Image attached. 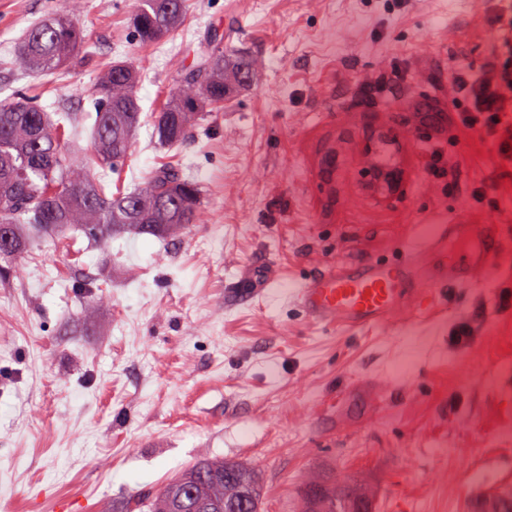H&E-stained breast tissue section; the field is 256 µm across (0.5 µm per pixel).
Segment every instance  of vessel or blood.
I'll list each match as a JSON object with an SVG mask.
<instances>
[{"mask_svg":"<svg viewBox=\"0 0 512 512\" xmlns=\"http://www.w3.org/2000/svg\"><path fill=\"white\" fill-rule=\"evenodd\" d=\"M512 227L471 217L430 225L396 261L340 260L320 267L296 292L309 319L358 331L395 324L431 309L444 288L489 275Z\"/></svg>","mask_w":512,"mask_h":512,"instance_id":"1","label":"vessel or blood"}]
</instances>
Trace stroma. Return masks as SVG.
<instances>
[{
    "instance_id": "35a3bbf8",
    "label": "stroma",
    "mask_w": 512,
    "mask_h": 512,
    "mask_svg": "<svg viewBox=\"0 0 512 512\" xmlns=\"http://www.w3.org/2000/svg\"><path fill=\"white\" fill-rule=\"evenodd\" d=\"M189 2L178 32L144 46L136 0H77L95 63L35 76L3 64L59 0H0V99L24 88L47 111H77L127 61L142 123L117 177L132 188L172 161L204 189L203 223L103 247L78 231L36 237L0 277V512H150L172 477L219 457L257 471L261 512H300L307 474L366 484L373 512H470L512 488V307L500 306L512 247L493 276L395 327L324 329L295 299L320 262L398 259L421 226L462 214L512 225V170L493 145L417 118L447 109L449 66L485 69L512 8ZM217 37L257 58L250 87L181 146L158 145L152 113ZM381 145L407 175L390 202L364 175ZM436 147L445 187L428 172ZM267 262L273 287L235 289ZM459 322L473 330L462 345L449 335Z\"/></svg>"
}]
</instances>
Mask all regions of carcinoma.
<instances>
[{
    "label": "carcinoma",
    "instance_id": "cac0c4a2",
    "mask_svg": "<svg viewBox=\"0 0 512 512\" xmlns=\"http://www.w3.org/2000/svg\"><path fill=\"white\" fill-rule=\"evenodd\" d=\"M188 0H138L133 32L139 43L159 45L181 24ZM96 54L71 12L58 11L50 19L28 27L18 55L8 65L17 70L50 71L68 64H86ZM255 61L239 59L232 75L225 74L224 49L217 46L184 69L151 124L158 140L177 146L190 138L197 114L220 112L224 101L241 86L240 78L252 74ZM138 75L123 63L109 66L90 90L89 109L83 119L92 121L93 160L111 170L129 155L133 132L141 125L136 97ZM72 116L48 112L25 91H15L0 102V234L9 236V249L0 248V260L9 263L26 246L21 228L34 236L60 238L63 229L78 225L95 243L112 238V232L131 228L158 238L172 224H199L202 189L191 176L172 166L156 168L143 185L131 192H112V186L77 164L67 148V126ZM228 463H200L175 476L151 503V512H170L184 481L196 496L212 503L240 490L260 500L257 476L232 462L237 480L221 474ZM302 512H354L355 501L370 498L365 487L353 481H311L301 487Z\"/></svg>",
    "mask_w": 512,
    "mask_h": 512
}]
</instances>
